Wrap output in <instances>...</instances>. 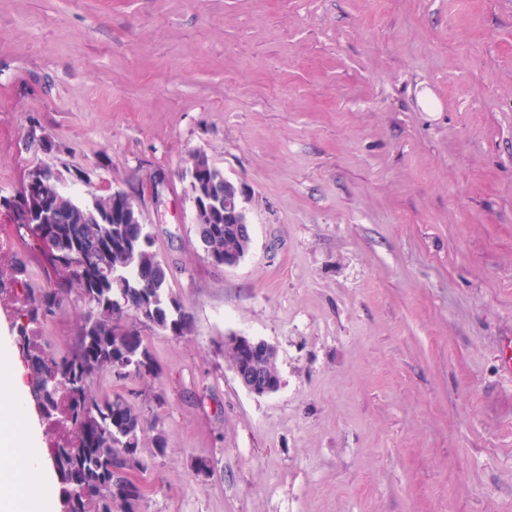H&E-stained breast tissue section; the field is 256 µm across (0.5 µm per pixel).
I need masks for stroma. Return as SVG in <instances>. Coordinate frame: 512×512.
<instances>
[{
  "label": "stroma",
  "mask_w": 512,
  "mask_h": 512,
  "mask_svg": "<svg viewBox=\"0 0 512 512\" xmlns=\"http://www.w3.org/2000/svg\"><path fill=\"white\" fill-rule=\"evenodd\" d=\"M199 151L248 196L234 267L199 247ZM39 166L136 197L194 317L142 327L157 382L98 383L166 439L142 512H512V0H0V194ZM19 260L0 336L53 273ZM230 334L275 347V393ZM224 350L232 353L230 358L233 360L236 359L234 355L239 354L241 358L262 361V367L255 369L252 364L246 367V362L240 364L234 361L231 364L238 382L249 392L267 395L278 390L279 381L274 370L275 365L277 366V353L274 346L248 336L229 335L224 338Z\"/></svg>",
  "instance_id": "35a3bbf8"
}]
</instances>
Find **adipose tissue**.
I'll return each mask as SVG.
<instances>
[{"label":"adipose tissue","mask_w":512,"mask_h":512,"mask_svg":"<svg viewBox=\"0 0 512 512\" xmlns=\"http://www.w3.org/2000/svg\"><path fill=\"white\" fill-rule=\"evenodd\" d=\"M26 395L13 348L0 340V512H54V482L27 420Z\"/></svg>","instance_id":"obj_1"}]
</instances>
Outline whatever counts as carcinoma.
<instances>
[{"label": "carcinoma", "mask_w": 512, "mask_h": 512, "mask_svg": "<svg viewBox=\"0 0 512 512\" xmlns=\"http://www.w3.org/2000/svg\"><path fill=\"white\" fill-rule=\"evenodd\" d=\"M188 165L208 171L204 190L215 207L236 194L238 185L224 178L206 154H193ZM30 175L39 182L37 194L29 196L23 189L1 196L0 206L12 210L16 230L28 227L37 246L49 239L58 248L48 257L57 285L26 289L16 321L30 381L45 387L42 407L57 418L61 430L49 456L63 504L67 512H141L142 486L134 480L129 487L112 482V458L123 455L133 469H147L140 448L147 418L120 394H99L95 384L114 374L117 361L126 362L123 379H158L157 362L136 327L138 308H149L146 324L179 337L194 331L193 315L169 295L168 270L153 250L149 225L100 224L112 210V195L80 202L61 191L51 168L38 167ZM33 202L46 205L47 223H33ZM195 230L206 256H243L250 249V238L224 231L222 223L197 224ZM71 303L85 309L71 344L62 352L42 345L34 326Z\"/></svg>", "instance_id": "obj_1"}]
</instances>
